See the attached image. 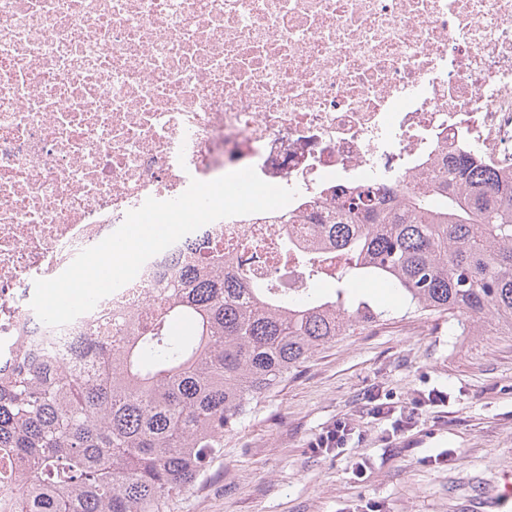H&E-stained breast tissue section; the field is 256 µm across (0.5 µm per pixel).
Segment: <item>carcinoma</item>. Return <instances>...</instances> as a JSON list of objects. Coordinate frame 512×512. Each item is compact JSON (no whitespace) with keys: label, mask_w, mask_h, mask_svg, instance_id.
<instances>
[{"label":"carcinoma","mask_w":512,"mask_h":512,"mask_svg":"<svg viewBox=\"0 0 512 512\" xmlns=\"http://www.w3.org/2000/svg\"><path fill=\"white\" fill-rule=\"evenodd\" d=\"M317 245L343 254L332 291L280 296L220 246L196 247L140 326L94 329L78 366L0 369V497L11 512H176L224 453V436L305 361L388 310L352 301L379 279L413 315L462 336L512 335V175L476 152L392 187L361 186L309 215ZM191 334L179 338L176 327Z\"/></svg>","instance_id":"carcinoma-1"}]
</instances>
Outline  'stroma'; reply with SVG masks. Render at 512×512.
I'll return each mask as SVG.
<instances>
[{
  "instance_id": "35a3bbf8",
  "label": "stroma",
  "mask_w": 512,
  "mask_h": 512,
  "mask_svg": "<svg viewBox=\"0 0 512 512\" xmlns=\"http://www.w3.org/2000/svg\"><path fill=\"white\" fill-rule=\"evenodd\" d=\"M434 388L447 405L386 438L369 394L408 406ZM339 420L355 429L346 447L315 452ZM508 472L512 335L459 336L447 318L393 309L262 398L178 512H484L483 496Z\"/></svg>"
}]
</instances>
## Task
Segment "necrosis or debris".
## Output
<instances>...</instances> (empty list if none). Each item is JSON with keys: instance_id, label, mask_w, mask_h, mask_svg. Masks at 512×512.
<instances>
[{"instance_id": "obj_1", "label": "necrosis or debris", "mask_w": 512, "mask_h": 512, "mask_svg": "<svg viewBox=\"0 0 512 512\" xmlns=\"http://www.w3.org/2000/svg\"><path fill=\"white\" fill-rule=\"evenodd\" d=\"M466 148L512 173V0H0V361H72L180 275L183 239L65 326L30 306L146 198L246 167L296 190L195 232L292 290L332 190Z\"/></svg>"}]
</instances>
